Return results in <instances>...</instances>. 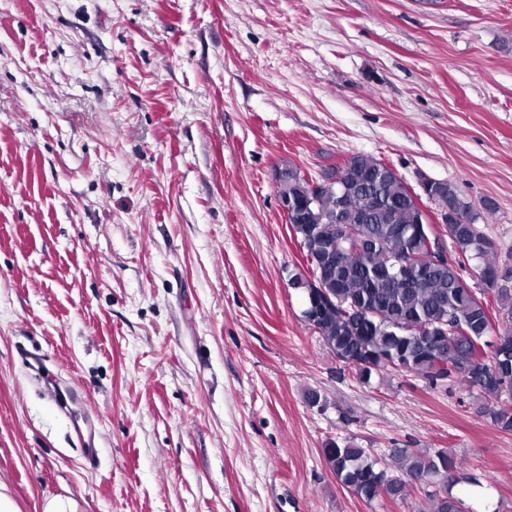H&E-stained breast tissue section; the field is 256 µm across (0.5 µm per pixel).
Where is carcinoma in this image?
<instances>
[{"label":"carcinoma","instance_id":"1","mask_svg":"<svg viewBox=\"0 0 512 512\" xmlns=\"http://www.w3.org/2000/svg\"><path fill=\"white\" fill-rule=\"evenodd\" d=\"M367 197L366 211L348 224L325 218L309 236L295 231L309 275L295 273L294 288L327 289L314 309V330L336 359L356 371L364 383L372 375L402 372L422 376L435 385L460 382L477 400V413L502 432H512V291L498 287L512 269L501 270L497 246L473 223L448 228V263L434 265L398 286L386 270L389 257L400 252L418 266L432 246L442 241L422 223L410 188L388 165L369 156L347 158ZM446 204L463 210L456 188L435 183ZM373 247L361 249L357 234ZM333 248L336 263L325 252ZM479 261L475 284L461 274ZM323 455L339 484L371 505L383 500L404 502L412 512H465L464 501L448 491L477 480L460 474L445 448H396L393 465H380L370 449L349 440H331Z\"/></svg>","mask_w":512,"mask_h":512}]
</instances>
